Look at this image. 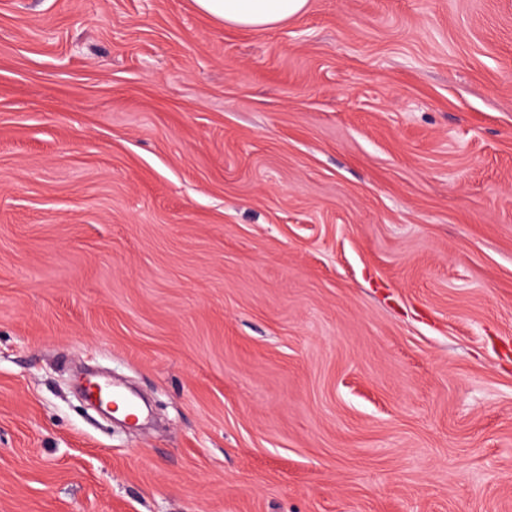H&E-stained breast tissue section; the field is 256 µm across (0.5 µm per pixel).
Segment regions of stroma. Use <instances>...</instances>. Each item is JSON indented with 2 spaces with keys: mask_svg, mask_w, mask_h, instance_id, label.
Here are the masks:
<instances>
[{
  "mask_svg": "<svg viewBox=\"0 0 512 512\" xmlns=\"http://www.w3.org/2000/svg\"><path fill=\"white\" fill-rule=\"evenodd\" d=\"M0 512H512V0H0ZM198 11L223 24L273 28L305 12L309 0H193ZM94 376H100L99 372L86 367L81 368L75 375L76 390L92 409L100 415L112 419L116 407L112 406V400H109L92 384L91 379Z\"/></svg>",
  "mask_w": 512,
  "mask_h": 512,
  "instance_id": "obj_1",
  "label": "stroma"
}]
</instances>
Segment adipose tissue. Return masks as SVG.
<instances>
[{
  "instance_id": "1",
  "label": "adipose tissue",
  "mask_w": 512,
  "mask_h": 512,
  "mask_svg": "<svg viewBox=\"0 0 512 512\" xmlns=\"http://www.w3.org/2000/svg\"><path fill=\"white\" fill-rule=\"evenodd\" d=\"M198 11L217 22L266 29L305 12L309 0H193Z\"/></svg>"
}]
</instances>
